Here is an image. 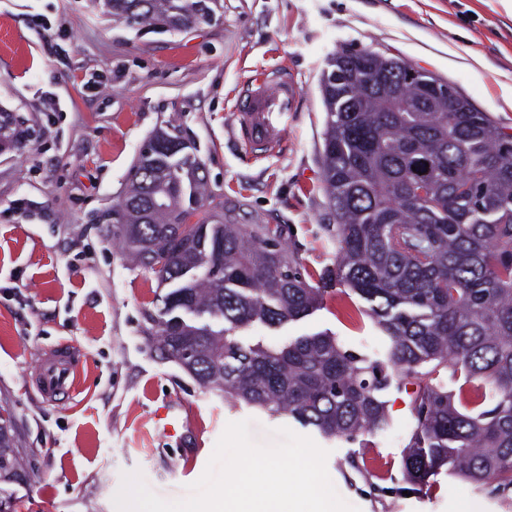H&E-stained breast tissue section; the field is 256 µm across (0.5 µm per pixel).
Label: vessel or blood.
I'll return each instance as SVG.
<instances>
[{
	"label": "vessel or blood",
	"instance_id": "b4317fda",
	"mask_svg": "<svg viewBox=\"0 0 512 512\" xmlns=\"http://www.w3.org/2000/svg\"><path fill=\"white\" fill-rule=\"evenodd\" d=\"M300 87L287 66H279L253 79L234 108L233 129L250 149L277 155L288 142L289 126L297 118ZM80 375L65 356L42 359L39 382L44 395H73Z\"/></svg>",
	"mask_w": 512,
	"mask_h": 512
}]
</instances>
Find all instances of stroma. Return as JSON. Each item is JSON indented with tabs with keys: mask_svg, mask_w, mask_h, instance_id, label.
<instances>
[{
	"mask_svg": "<svg viewBox=\"0 0 512 512\" xmlns=\"http://www.w3.org/2000/svg\"><path fill=\"white\" fill-rule=\"evenodd\" d=\"M369 49L450 84L512 133V13L501 0H219L185 31L104 15L96 0H0V106L21 116L23 150L0 153V403L27 453L7 484L9 512H115L125 472L178 500L204 473L227 423L251 420L261 444L288 427L329 456L342 498L360 512H512V492L440 471L406 483L416 377L390 368L388 426L327 438L288 415L230 405L146 340L165 289L131 267L101 215L122 198L153 133L180 115L214 192L238 223L279 226L301 271L325 288L309 315L241 330L276 347L329 333L371 362L389 339L366 303L332 280L336 236L321 178V78L332 54ZM482 65H475L474 57ZM287 65L302 109L283 153L253 156L230 126L257 72ZM66 344L82 365L72 400L49 402L34 376Z\"/></svg>",
	"mask_w": 512,
	"mask_h": 512,
	"instance_id": "1",
	"label": "stroma"
}]
</instances>
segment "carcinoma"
Returning <instances> with one entry per match:
<instances>
[{
	"label": "carcinoma",
	"mask_w": 512,
	"mask_h": 512,
	"mask_svg": "<svg viewBox=\"0 0 512 512\" xmlns=\"http://www.w3.org/2000/svg\"><path fill=\"white\" fill-rule=\"evenodd\" d=\"M218 0H102L103 12L173 31L215 13ZM411 64L363 50L332 57L323 73V184L336 224V278L368 303L390 340L388 360L420 379L403 468L424 485L446 468L512 489V135L450 85ZM13 147L26 133L7 111ZM135 163L112 231L129 261L169 286L150 339L224 399L291 415L327 437L387 424L378 397L388 374L325 333L270 349L237 330L308 315L312 286L279 227L213 220L197 157L163 152ZM166 257L155 269L151 255ZM464 374L456 395L423 379L425 364ZM25 471L14 425L0 426V482Z\"/></svg>",
	"instance_id": "cac0c4a2"
}]
</instances>
